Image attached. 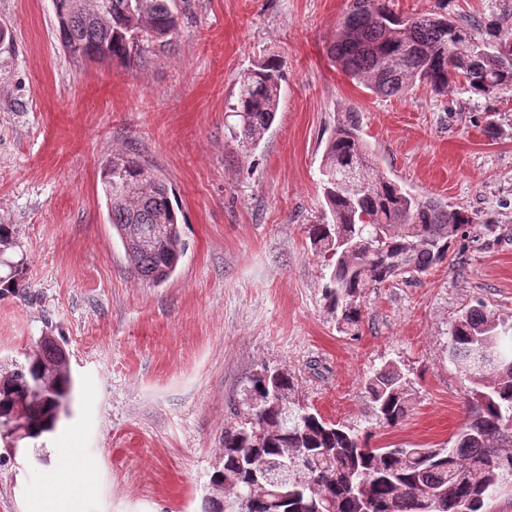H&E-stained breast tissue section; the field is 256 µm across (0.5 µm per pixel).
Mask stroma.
Segmentation results:
<instances>
[{
  "label": "stroma",
  "instance_id": "obj_1",
  "mask_svg": "<svg viewBox=\"0 0 512 512\" xmlns=\"http://www.w3.org/2000/svg\"><path fill=\"white\" fill-rule=\"evenodd\" d=\"M387 4L477 32L512 12V0ZM177 5L175 44L125 66L65 56L51 0H0V224L13 225L8 256L36 292L30 304L0 300V371L25 363L49 328L74 379L54 432L21 441L12 460L0 441V512H203L224 427L264 366L295 372L300 400L373 429V445H444L466 422L470 388L448 358L452 322L482 302L512 323V94H373L327 54L350 0ZM269 57L282 64L279 109L246 148L231 106L242 74ZM349 107L390 178L481 224L426 275L367 288L347 335L325 308L305 228ZM115 151L152 165L182 207L185 254L162 284L140 279L107 220L101 167ZM392 360L413 381L411 410L379 428L363 381Z\"/></svg>",
  "mask_w": 512,
  "mask_h": 512
}]
</instances>
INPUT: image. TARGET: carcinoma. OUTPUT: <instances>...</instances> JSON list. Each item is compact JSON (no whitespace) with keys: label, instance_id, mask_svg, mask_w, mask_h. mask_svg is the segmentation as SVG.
Segmentation results:
<instances>
[{"label":"carcinoma","instance_id":"obj_1","mask_svg":"<svg viewBox=\"0 0 512 512\" xmlns=\"http://www.w3.org/2000/svg\"><path fill=\"white\" fill-rule=\"evenodd\" d=\"M56 38L73 58L131 63L159 47H170L180 32L176 0H53ZM488 39L437 13H395L386 0H352L336 30L330 55L358 83L376 95L404 93L418 84L437 95L459 83L484 98L512 91V33L495 26ZM281 63L269 57L239 81L234 136L257 145L278 112ZM101 183L108 221L125 256L137 273L154 284L175 272L185 251L178 211L166 182L136 155L118 151L104 164ZM322 218L307 225L313 253L328 270L323 295L336 321L348 333L362 318L360 299L366 288L403 274H423L443 263L452 247L466 239L476 214L444 208L432 199L405 191L380 171L364 139L360 113H337L321 166ZM141 228L133 246L127 225ZM14 228L0 224V298L24 303L35 298L22 264L3 258L14 247ZM480 350L496 356L493 365L474 364ZM60 352L51 341L28 357L0 383V426L7 421L13 398L36 387L22 403L29 439L54 431L70 401L72 378L50 369ZM448 358L473 383L468 417L444 448H381L371 452V433L354 431L326 420L295 399L296 378L287 370L264 368L250 379L247 395L265 403L224 428V484L241 495L238 512H312L317 500L323 512H487L492 488L512 480V324L479 303L452 323ZM364 390L384 428L401 425L409 413V381L394 362L372 371ZM288 467L306 486L279 500V487L254 488L253 471L274 472L285 450Z\"/></svg>","mask_w":512,"mask_h":512}]
</instances>
